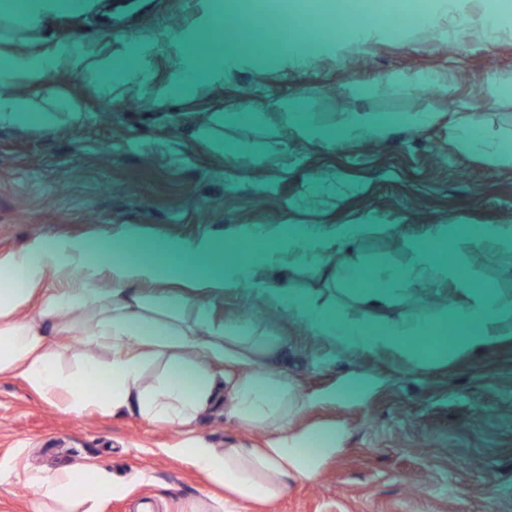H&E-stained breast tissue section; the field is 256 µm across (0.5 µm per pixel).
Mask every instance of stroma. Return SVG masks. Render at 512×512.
I'll list each match as a JSON object with an SVG mask.
<instances>
[{
	"label": "stroma",
	"mask_w": 512,
	"mask_h": 512,
	"mask_svg": "<svg viewBox=\"0 0 512 512\" xmlns=\"http://www.w3.org/2000/svg\"><path fill=\"white\" fill-rule=\"evenodd\" d=\"M352 10L345 39L300 56L294 42L243 35L248 0H69V66L39 96L69 92L78 112L52 128L0 127V252L132 224L143 236L103 261L151 260L191 277L233 259L265 279H301L284 308L249 283L206 301L213 325L238 318L279 342L277 370L318 398L302 420L312 436L342 427L312 479L241 512H499L512 499V337L477 356L452 349L478 319L512 312V288L499 285L512 248L497 243L512 226V169L458 153L447 123L401 120L474 111L512 136V101L488 83H512V0H429L397 40L362 17L360 0ZM0 13V50L20 55L24 0H0ZM395 74L410 84L390 86ZM358 84L372 93L355 98ZM354 112L391 121L392 133L365 136ZM348 224L387 231L337 245L335 267L302 279L321 261L314 242ZM367 291L385 298L368 322L380 331L399 300L418 299L405 343L441 363L420 370L395 352L348 348L315 335L301 310L317 297L333 327ZM89 320L75 312L52 330L64 370L81 360ZM355 371L374 378L371 391L346 389ZM229 406L187 430L132 410L77 415L0 375V512H40L28 476L74 465L110 476L100 512H224V489L169 450L190 436L263 445L267 430L239 426Z\"/></svg>",
	"instance_id": "1"
}]
</instances>
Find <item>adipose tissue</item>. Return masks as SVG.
Returning <instances> with one entry per match:
<instances>
[{
    "label": "adipose tissue",
    "mask_w": 512,
    "mask_h": 512,
    "mask_svg": "<svg viewBox=\"0 0 512 512\" xmlns=\"http://www.w3.org/2000/svg\"><path fill=\"white\" fill-rule=\"evenodd\" d=\"M25 8L31 34L23 50V71L0 70V126L39 109L36 90L65 63L63 43L53 33L57 0H26ZM19 77L29 87V96L14 93ZM448 124L456 133L459 152H468L480 134L490 142L486 162L512 166V150L490 130H478L472 113H453ZM138 235L137 227L126 225L92 242L63 245L39 239L22 251L0 254V268L13 275L10 287L0 289V375L23 377L38 395L63 399L66 410L77 414L133 406L147 421L183 428L191 427L213 407L219 390L229 391L236 422L245 428L273 429V437L260 448L223 450L191 439L175 452L223 486L236 504L279 497L289 481L317 472L324 458L335 453L336 440L327 438L317 452L303 453L310 434L297 430L295 423L312 400L300 394L284 373L273 370L280 354L277 343L234 321L208 325L204 299L241 288L253 279L251 272L229 267L220 275L197 276L185 280L187 292L178 306L152 304L139 288L162 280L156 264L115 259L102 269L89 259L91 252L108 250L116 238ZM50 272L70 277L69 292L44 295L37 317L19 316V309ZM74 308L92 315L83 344L108 347L112 355L106 361L84 357L74 371L67 372L58 364L46 323ZM418 312L414 300H407L389 332L346 333L342 339L359 350L398 347ZM157 361L163 364L157 378L143 383L146 367ZM215 362L239 368L242 374L217 383L211 370ZM34 485L42 502L55 504L63 512L73 504L83 512H98L100 494L111 490L112 480L101 470L71 466L35 476Z\"/></svg>",
    "instance_id": "obj_1"
}]
</instances>
